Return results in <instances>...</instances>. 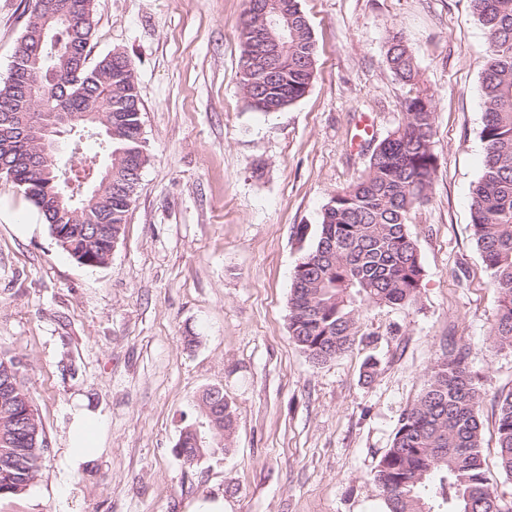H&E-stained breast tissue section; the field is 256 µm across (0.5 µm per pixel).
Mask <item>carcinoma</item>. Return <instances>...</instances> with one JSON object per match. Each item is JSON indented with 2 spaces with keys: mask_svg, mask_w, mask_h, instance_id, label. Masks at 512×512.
Segmentation results:
<instances>
[{
  "mask_svg": "<svg viewBox=\"0 0 512 512\" xmlns=\"http://www.w3.org/2000/svg\"><path fill=\"white\" fill-rule=\"evenodd\" d=\"M47 4L59 13V54L42 37ZM288 17V46L276 79L261 83L249 70L259 22L246 0L239 32L240 86L258 112H278L301 99L315 76L317 45L299 0H272ZM486 31L489 53L481 73L485 143L483 174L473 189V238L498 294L490 338L512 348V0H471ZM93 0H34L7 80L0 85V114L14 110L26 89L35 91L32 112L39 136L73 132L76 143L96 139L112 174L76 210L62 205L73 166L56 153H38L22 138L0 147V168L12 172L50 234L64 251L107 263L110 243L123 236L148 154L142 138V104L126 54L114 49L87 64ZM386 60L404 83L415 80L414 57L399 32L387 38ZM67 114L72 126L58 124ZM433 96L417 91L405 101L401 125L374 147L365 173L336 191L322 211L314 245L295 268L288 300L292 340L311 361L324 365L352 346L362 307L416 301L424 268L407 231L413 209L428 200L438 157L432 149ZM22 361L0 348V496L27 491L41 472L48 442L22 376ZM483 396L452 348L433 369L412 407L399 419L392 446L374 475L386 512H512L487 476L481 455ZM496 465L512 478V391L497 399Z\"/></svg>",
  "mask_w": 512,
  "mask_h": 512,
  "instance_id": "cac0c4a2",
  "label": "carcinoma"
}]
</instances>
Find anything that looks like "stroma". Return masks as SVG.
<instances>
[{
  "mask_svg": "<svg viewBox=\"0 0 512 512\" xmlns=\"http://www.w3.org/2000/svg\"><path fill=\"white\" fill-rule=\"evenodd\" d=\"M318 44L303 98L253 110L239 84L244 0H94L90 62L126 52L149 161L106 266L78 264L12 182L0 179V343L22 358L49 441L42 474L0 512H383L372 479L402 413L449 346L484 394L488 476L495 401L512 391V349L489 339L497 294L473 240L483 174L481 71L488 39L470 0H300ZM31 0H0V81ZM413 53L415 85L386 63L387 36ZM434 98L439 166L407 226L424 267L416 302L364 309L352 348L315 365L292 342V275L337 190L366 169L353 143L383 139L411 89ZM195 337L187 345L186 337ZM223 388L226 443L185 463L181 429ZM102 417L101 451L62 480L68 409Z\"/></svg>",
  "mask_w": 512,
  "mask_h": 512,
  "instance_id": "obj_1",
  "label": "stroma"
}]
</instances>
